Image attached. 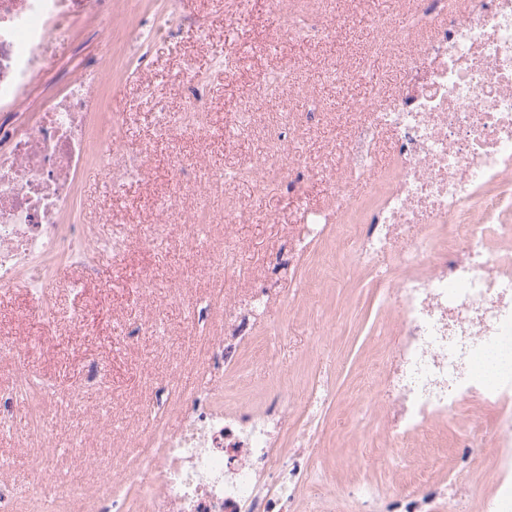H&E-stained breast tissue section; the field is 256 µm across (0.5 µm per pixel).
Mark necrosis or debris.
<instances>
[{"label": "necrosis or debris", "instance_id": "obj_1", "mask_svg": "<svg viewBox=\"0 0 512 512\" xmlns=\"http://www.w3.org/2000/svg\"><path fill=\"white\" fill-rule=\"evenodd\" d=\"M76 0H0V287L18 280L48 297L47 263L63 258L96 272L120 251L96 243L82 224L62 221L75 204L89 158V120L101 109L103 58L79 78L29 103L27 93L50 60L52 31ZM409 12L382 20V42L413 38L403 67L410 91L360 104L330 206L307 212L295 239L275 256L295 271L332 239L350 268L382 269L380 305L394 341L380 377L392 409L389 447L433 436L465 420L470 404L499 408L495 422V512H512V0H408ZM393 132L390 169L372 174L380 134ZM256 193L306 171L296 146L276 142L238 169ZM374 177L358 200L354 179ZM352 227L333 238L335 225ZM196 384L168 379L135 454H117L96 486L41 469L39 492L0 486V512H288L287 484L269 483L288 464L278 437L288 409L307 416L329 387L298 397L276 379L262 410L224 403V375L237 362L223 337L205 339ZM51 389L24 363L0 386V433L50 446L58 422Z\"/></svg>", "mask_w": 512, "mask_h": 512}]
</instances>
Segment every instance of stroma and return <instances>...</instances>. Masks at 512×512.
<instances>
[{
    "label": "stroma",
    "mask_w": 512,
    "mask_h": 512,
    "mask_svg": "<svg viewBox=\"0 0 512 512\" xmlns=\"http://www.w3.org/2000/svg\"><path fill=\"white\" fill-rule=\"evenodd\" d=\"M320 7L345 15L347 23L310 42L280 38L269 0H112L108 29L88 0L66 33L51 36L49 68L32 90L36 98L54 81L78 75L88 58L112 53L101 85L103 110L91 120V157L64 220L124 240L125 247L91 279L64 261L52 262L50 319L31 317L40 300L25 281L0 290V343L9 348L0 354V385L16 353L58 390L59 402L75 389L82 404L80 413L61 417L56 443L44 449L41 463L65 459L68 431L79 427L87 431V451L77 465L88 480L98 478L107 453L134 452L152 381L171 372L185 380L195 371L197 313L206 297L222 289L237 298L248 290L221 282L209 253L231 237L237 263L266 281L269 255L287 242L301 215L328 204L345 163L348 132L360 119L357 102L375 89L388 96L403 89L404 72L368 55L367 47L376 35L374 18L399 15L405 0H321ZM228 41L239 49L229 70ZM334 61L353 79L341 85L327 80ZM285 70L303 80V89L291 87L271 99L250 133L234 131L230 112ZM191 79L203 85L202 137L165 129L170 117L187 111ZM312 98L325 111L294 136L310 173L298 191L271 185L259 200L248 182L209 185V173L231 172L260 156L268 129L287 127L289 115H300ZM110 139L125 160L145 158V178L128 179L119 190L110 186L97 162ZM176 154L186 160L180 175L171 168ZM200 202L207 224L192 237L187 226ZM232 211L245 213L246 221L228 222ZM149 232L154 239L148 243ZM295 276L316 284V302L271 300L254 327V348L242 352L236 371L224 378L229 404L244 399L260 405L281 372L298 388L318 378L333 387L312 448L288 458L289 466L308 474L294 488L289 512H490L496 455L491 412L478 413L485 446L476 455L463 446L470 429L464 421L441 425L435 447L411 449L402 461L383 444L386 412L375 368L389 356L392 322L377 309L382 271L349 270L322 246ZM143 280L151 284L145 294ZM76 306L85 312L80 324L71 320ZM133 322L144 330L131 343L126 330ZM90 359L102 365L94 380L85 371Z\"/></svg>",
    "instance_id": "35a3bbf8"
}]
</instances>
